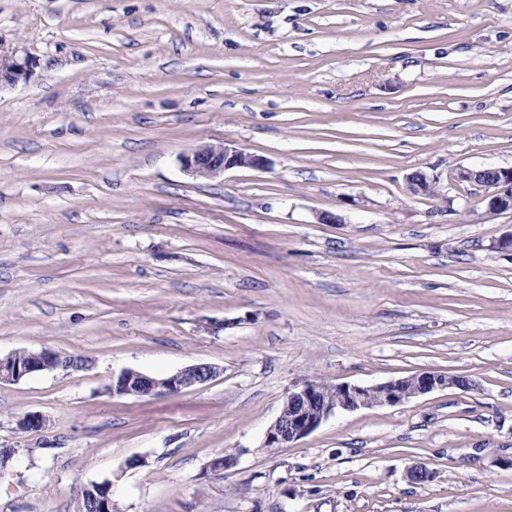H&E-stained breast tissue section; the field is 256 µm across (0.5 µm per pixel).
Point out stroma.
Returning <instances> with one entry per match:
<instances>
[{"label": "stroma", "mask_w": 512, "mask_h": 512, "mask_svg": "<svg viewBox=\"0 0 512 512\" xmlns=\"http://www.w3.org/2000/svg\"><path fill=\"white\" fill-rule=\"evenodd\" d=\"M0 44L37 61L0 88V355L88 362L0 385L36 451L0 512L105 479L116 512H512V213L449 179L512 167V0H0ZM220 143L266 168L183 171ZM195 363L223 372L105 392ZM421 370L474 387L263 446L302 381ZM223 369L214 364L189 365L166 377H152L132 369H123L113 374L107 392L112 396H158L176 395L183 390L202 386L217 378Z\"/></svg>", "instance_id": "stroma-1"}]
</instances>
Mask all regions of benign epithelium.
Segmentation results:
<instances>
[{"instance_id": "benign-epithelium-1", "label": "benign epithelium", "mask_w": 512, "mask_h": 512, "mask_svg": "<svg viewBox=\"0 0 512 512\" xmlns=\"http://www.w3.org/2000/svg\"><path fill=\"white\" fill-rule=\"evenodd\" d=\"M35 65L36 60L28 53L0 45V87L28 79ZM181 165L197 179H212L232 168L262 169L267 161L259 155L222 144L203 146L184 154ZM452 179L483 191L488 213L495 215L512 211V168L460 167L452 173ZM436 183L437 178L417 172L410 179V191L418 196H432ZM66 364H74L78 369L86 367L81 357L63 355L51 349L32 351L24 357L14 351L0 356V385L17 384ZM223 372V368L208 363L189 365L161 378L124 369L112 375L107 392L114 396L176 395L186 389L202 386ZM473 387L474 383L466 377L433 371H417L371 386L347 382L332 385L305 380L288 391L279 416L266 432L264 448H286L314 432L330 416L343 411L397 406L436 390H471ZM20 426L26 432L49 429L46 419L39 413L24 415Z\"/></svg>"}]
</instances>
